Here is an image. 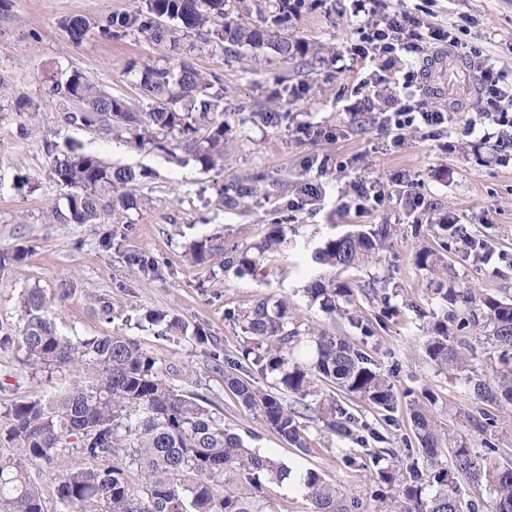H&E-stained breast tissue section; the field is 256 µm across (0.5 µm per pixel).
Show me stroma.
Returning <instances> with one entry per match:
<instances>
[{
    "label": "stroma",
    "mask_w": 512,
    "mask_h": 512,
    "mask_svg": "<svg viewBox=\"0 0 512 512\" xmlns=\"http://www.w3.org/2000/svg\"><path fill=\"white\" fill-rule=\"evenodd\" d=\"M138 3L0 0V251H26L21 265L0 268V329L15 327L24 290L39 288L60 334L135 340L156 358L169 384L207 399L248 447L275 454L294 473L319 472L357 502V512H399L395 496L382 502L373 496L375 469L366 451L376 441L339 442L310 410L302 421L307 449L288 445L258 411L239 403L211 355L242 361L248 337L233 313L263 298L283 301L301 331H343L390 377L402 400L392 422L358 399L348 408L384 435L394 451L387 459L394 469L417 452L406 403L426 388L451 431L479 446L467 417L481 403L468 394L458 372L438 370L423 356L429 321L422 313L435 302L413 256L421 247L436 246L443 220L453 219L463 238L487 243L491 253L477 258L463 239L450 242L449 286L512 296V156L487 137L480 96L449 82L441 69L424 94L427 103L447 110V128L434 138L412 131L403 144H394L385 126V101L402 78L403 63L387 55L359 57L361 21L352 15L350 0H289L280 33L308 45L304 67L244 48L227 55L196 44L174 55L141 34L111 39L94 33L76 44L60 26L66 17L96 18ZM385 3L389 12L445 28L471 16V27L457 43L444 44V52L465 61L470 77H477L476 56L482 53L512 78V54L505 50L512 44V0ZM184 62L224 82V158L208 171L192 160L170 161L172 140L163 150L137 148L123 135L63 124L58 103L44 95L45 75L76 70L142 109L138 66ZM20 101L36 104V111H18ZM264 112L277 113V121L261 120ZM469 126L475 132L468 136ZM71 141L113 166L141 171L134 206L115 208L99 224H62L53 217V210H66L70 190L51 178L53 157L46 145ZM361 181L383 186L386 197L376 208L359 207L350 186ZM238 183L251 185L252 194L237 205L223 200V189ZM308 183L322 185V196L305 195ZM411 191L423 198L422 207L408 202ZM277 223L284 241L264 253L254 272L225 270L226 248L249 249ZM377 224L388 226L389 237L371 261L336 272L312 262L320 242ZM199 240L207 241L209 251L197 264L187 252ZM330 276L353 290L344 316L333 322L306 293L311 281ZM373 282L385 284L387 300L364 293V285ZM149 310L179 318L187 335L160 336L142 327ZM357 319L368 324L371 336L354 327ZM198 330L207 335L206 345L192 339ZM60 379L23 363L15 346H0V406L48 397Z\"/></svg>",
    "instance_id": "1"
}]
</instances>
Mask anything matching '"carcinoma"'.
<instances>
[{"mask_svg": "<svg viewBox=\"0 0 512 512\" xmlns=\"http://www.w3.org/2000/svg\"><path fill=\"white\" fill-rule=\"evenodd\" d=\"M264 16L262 24L248 26L232 17L244 0H140L129 11L97 19L72 16L62 22L70 40L81 43L91 32L109 38L145 34L160 47H176L182 38L196 35L224 52L243 47L268 49L284 62L304 63L306 45L271 31L287 13L285 3ZM140 93L148 109L135 111L72 72L52 75L47 96L73 104L63 114L68 125L111 132L121 129L138 147L164 148L173 138L183 143L188 156L207 166L224 156V85L216 75L206 76L189 64L174 69L146 65L139 76ZM206 128V134L199 131ZM53 178L75 189L66 212H54L65 224H96L116 205L133 198L123 190L142 174L131 167H113L82 146L70 142L54 151ZM387 225L357 230L323 241L312 259L321 266L350 268L372 260L384 248ZM257 264L246 251L224 254V268L242 271ZM414 265L428 272L427 290L442 306L457 304L470 310L456 328L483 313L490 327L487 339L500 351L505 368L492 379L465 375L463 385L476 400L489 406L512 404V301L471 288L448 287V261L443 253L421 248ZM311 302L333 316L339 300L352 289L334 279H316L307 288ZM21 318L15 332L0 336L14 343L30 365L63 368L79 374L47 400H20L0 412V512H47L46 494L35 483L31 468L49 464L59 450L75 448L81 462L54 478L53 499L63 512H266L258 496L265 482L281 483L291 470L272 453L244 445L224 427V418L206 406L207 400L184 394L160 374L156 359L132 339L103 335L72 339L60 335L46 314L41 290L28 289L20 300ZM233 318L258 350L254 362L276 376L279 389L296 396L297 403L317 395L323 381L339 392L316 402L315 412L340 441L365 442V426L343 405V400H364L390 419L398 403L394 385L371 358L346 339L323 332L313 337L311 364L296 360L301 344L298 331L288 328L291 313L281 302L262 299ZM149 326L161 336L186 333L177 318L149 311ZM426 359L440 370L463 371L468 358L451 341L448 316L432 322L424 343ZM224 382L241 403L256 409L264 422L289 445L305 450L301 411L287 407L276 393H262L242 378L224 373ZM434 396L410 403V420L422 461L406 464L408 477L398 481L396 470L382 467L386 448L374 454L377 496L396 491L402 512H512V460L497 439L487 436L494 416L483 411L470 417L482 435L483 450L450 437L430 407ZM311 512H338L340 491L315 471L300 480ZM491 498L486 505L483 494Z\"/></svg>", "mask_w": 512, "mask_h": 512, "instance_id": "cac0c4a2", "label": "carcinoma"}]
</instances>
